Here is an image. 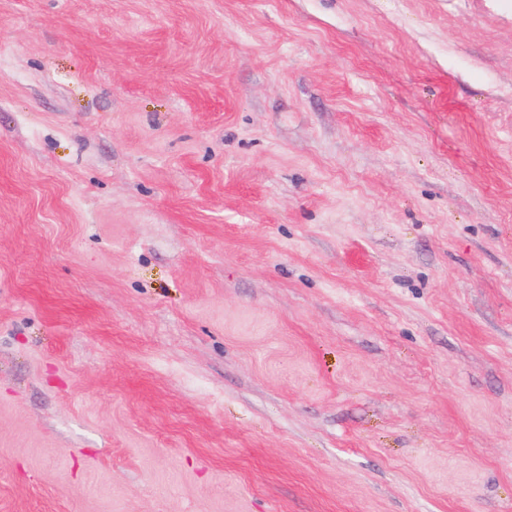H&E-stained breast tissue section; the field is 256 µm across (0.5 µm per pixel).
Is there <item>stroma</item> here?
<instances>
[{
    "label": "stroma",
    "mask_w": 512,
    "mask_h": 512,
    "mask_svg": "<svg viewBox=\"0 0 512 512\" xmlns=\"http://www.w3.org/2000/svg\"><path fill=\"white\" fill-rule=\"evenodd\" d=\"M0 512H512V0H0Z\"/></svg>",
    "instance_id": "obj_1"
}]
</instances>
